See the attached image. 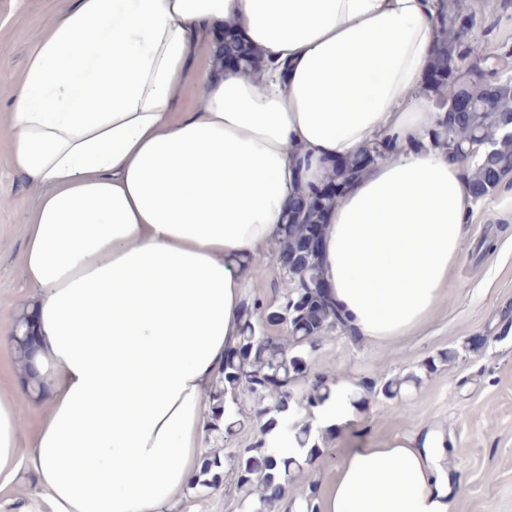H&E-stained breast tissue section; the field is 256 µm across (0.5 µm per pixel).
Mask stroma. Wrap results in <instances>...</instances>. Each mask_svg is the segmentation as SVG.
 I'll list each match as a JSON object with an SVG mask.
<instances>
[{
  "label": "stroma",
  "mask_w": 512,
  "mask_h": 512,
  "mask_svg": "<svg viewBox=\"0 0 512 512\" xmlns=\"http://www.w3.org/2000/svg\"><path fill=\"white\" fill-rule=\"evenodd\" d=\"M76 0H0V382L16 386L19 410L36 423L47 402L25 379L9 338L26 290L20 260L26 224L39 200L38 190L10 164L8 112L14 87L44 30ZM472 15V36L489 54L512 52V0H461ZM512 179L482 195L469 226L460 262L429 319L415 331L387 341L355 336L352 329L325 330L311 358L313 373L328 381L377 385L421 374V383L397 401L367 394L354 422L340 436L324 437L321 451L303 463L284 485L272 512H301L309 494H324L350 448L363 439L414 436L426 428L452 435L451 465L467 492L452 512H512ZM246 300H271L285 288L282 271L266 260L247 268ZM486 336L472 348L473 336ZM451 361L432 373L424 364L440 353ZM248 495L232 474L218 487L188 486L174 512H240ZM0 512H50L39 495L35 474L22 464L15 483L0 491Z\"/></svg>",
  "instance_id": "stroma-1"
}]
</instances>
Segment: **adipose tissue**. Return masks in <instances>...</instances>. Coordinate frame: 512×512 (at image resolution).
<instances>
[{"instance_id":"ef3b65f1","label":"adipose tissue","mask_w":512,"mask_h":512,"mask_svg":"<svg viewBox=\"0 0 512 512\" xmlns=\"http://www.w3.org/2000/svg\"><path fill=\"white\" fill-rule=\"evenodd\" d=\"M434 0H77L13 93L10 162L40 190L22 316L48 405L27 429L0 390V490L29 462L51 512H169L199 470L209 397L238 344L242 276L326 165L369 142L318 238L325 302L390 340L433 312L479 199L423 142L443 114L422 88ZM238 23L266 73L221 64L177 104L195 46ZM338 383L313 427L343 429ZM431 430L368 439L320 512H451L466 487Z\"/></svg>"}]
</instances>
